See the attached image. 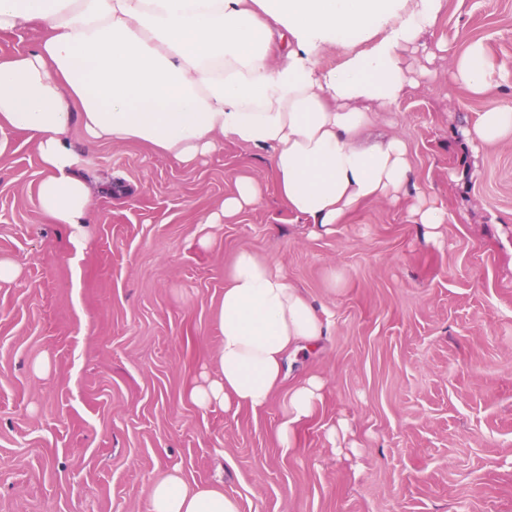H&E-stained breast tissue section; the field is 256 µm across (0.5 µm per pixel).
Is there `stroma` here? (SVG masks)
I'll return each mask as SVG.
<instances>
[{
	"mask_svg": "<svg viewBox=\"0 0 512 512\" xmlns=\"http://www.w3.org/2000/svg\"><path fill=\"white\" fill-rule=\"evenodd\" d=\"M447 2L428 43L482 42L512 72V0ZM488 101L449 83L441 52L379 115L448 211L437 244L385 200L308 235L251 149L228 141L186 167L141 143L88 145L76 123L92 186L78 250L38 209L33 143L8 133L0 258L22 273L0 281V512H148L173 465L189 485L223 486L241 512H512V140L476 157L459 141ZM242 177L266 185L262 204L201 224ZM243 249L334 315L291 368L323 378L326 396L288 451L274 434L287 388L257 413L185 394L211 367ZM342 419L349 431L329 442Z\"/></svg>",
	"mask_w": 512,
	"mask_h": 512,
	"instance_id": "35a3bbf8",
	"label": "stroma"
}]
</instances>
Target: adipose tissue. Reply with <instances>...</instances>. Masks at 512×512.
<instances>
[{
	"mask_svg": "<svg viewBox=\"0 0 512 512\" xmlns=\"http://www.w3.org/2000/svg\"><path fill=\"white\" fill-rule=\"evenodd\" d=\"M447 0H0V31L37 26L32 49L0 57V151L4 132L33 142L44 176L37 206L84 243L91 191L68 132L81 123L89 143L135 141L182 164L225 141L263 153L288 210L312 235L375 200L413 197V223L440 239L444 207L414 192L406 142H365L375 109L389 110L418 86L406 52L436 53L424 40ZM338 55L335 64L328 54ZM450 80L486 96L512 79L482 43L455 54ZM472 155L512 138V105L491 101L460 129ZM261 186L240 178L206 223L261 204ZM221 344L213 374L192 381L202 409L264 410L298 351L321 346L326 312L293 287L282 268L240 251L217 310ZM323 379H297L282 404L276 438L292 448L322 402ZM149 512H240L236 497L189 486L179 467L149 489Z\"/></svg>",
	"mask_w": 512,
	"mask_h": 512,
	"instance_id": "ef3b65f1",
	"label": "adipose tissue"
}]
</instances>
